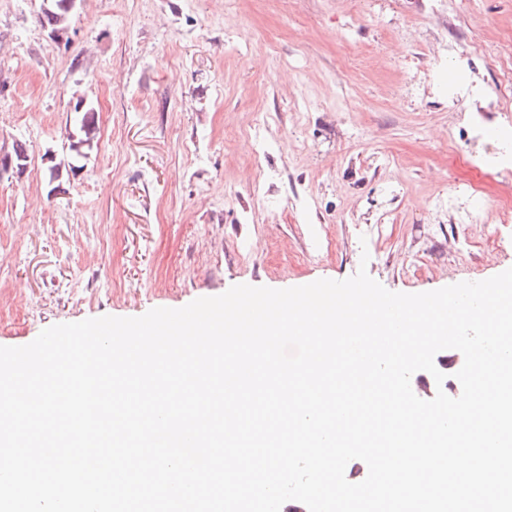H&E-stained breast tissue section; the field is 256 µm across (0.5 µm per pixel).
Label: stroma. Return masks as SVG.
I'll return each mask as SVG.
<instances>
[{"mask_svg": "<svg viewBox=\"0 0 512 512\" xmlns=\"http://www.w3.org/2000/svg\"><path fill=\"white\" fill-rule=\"evenodd\" d=\"M41 7L0 0V157L27 154L0 172V346L238 284L363 267L419 293L512 267V179L477 137L512 100L452 99L447 61L496 81L512 0H78L56 36ZM80 97L96 136L59 194ZM474 186L476 223L436 215Z\"/></svg>", "mask_w": 512, "mask_h": 512, "instance_id": "obj_1", "label": "stroma"}]
</instances>
